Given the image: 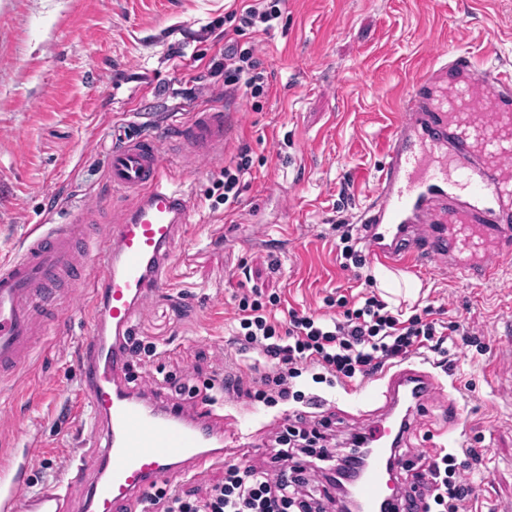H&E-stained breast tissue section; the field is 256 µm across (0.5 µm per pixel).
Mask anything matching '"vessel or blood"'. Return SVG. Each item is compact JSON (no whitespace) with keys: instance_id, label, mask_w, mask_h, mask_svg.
<instances>
[{"instance_id":"1","label":"vessel or blood","mask_w":512,"mask_h":512,"mask_svg":"<svg viewBox=\"0 0 512 512\" xmlns=\"http://www.w3.org/2000/svg\"><path fill=\"white\" fill-rule=\"evenodd\" d=\"M227 118L203 108L163 141L139 135L112 149L108 180L131 202L102 216L76 208L63 224L37 225L0 261V387L27 366L76 286L89 284L91 329L80 344L77 409L83 445L38 491L37 438L0 458V512H138L154 488L223 464L233 444L224 410L206 397H157L131 380L128 341L148 299L169 285L173 253L188 227L189 194L168 174L224 155ZM387 160L356 222L369 261L454 270L472 284L512 262V73L470 53L436 59L399 100ZM437 387L407 365L389 375L392 406L421 403ZM373 461L358 478L363 512L390 499L396 427L367 429Z\"/></svg>"}]
</instances>
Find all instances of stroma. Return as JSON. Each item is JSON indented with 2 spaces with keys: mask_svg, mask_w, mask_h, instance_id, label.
I'll use <instances>...</instances> for the list:
<instances>
[{
  "mask_svg": "<svg viewBox=\"0 0 512 512\" xmlns=\"http://www.w3.org/2000/svg\"><path fill=\"white\" fill-rule=\"evenodd\" d=\"M237 0H0V257L13 254L37 224H59L70 208L128 205L112 195L106 170L113 145L128 133L163 134L209 104L229 111L233 133L222 161L203 164L174 187L194 202L176 248L174 280L136 319V335L168 351L167 370L205 392L225 362L248 365L257 350L228 339L238 297L258 288L287 305L324 312L326 295L366 291L365 277L342 270L333 225L353 223L369 203L386 161L391 101L442 52L469 50L512 71V0H288L266 35L243 36L269 80L267 96L226 94L209 60L223 50L224 17ZM193 91L185 100L182 89ZM252 170L236 202L215 195L240 144ZM277 256L270 272L266 260ZM421 290L400 301L403 316L432 305L442 321L463 324L470 345L452 352L455 368L412 410L402 477L423 471L419 448L475 449L482 465L468 473L482 512H512V264L499 279L473 285L452 274L410 268ZM89 291L77 288L63 316L37 348L6 399H0V456L38 436L42 460L30 489L52 480L79 447L80 423L69 406L78 393L79 343L90 328ZM306 396L331 402L337 448L364 431L386 405L383 394L357 402L341 387L296 381ZM241 418L246 461L265 465L271 436L297 408L225 399Z\"/></svg>",
  "mask_w": 512,
  "mask_h": 512,
  "instance_id": "stroma-1",
  "label": "stroma"
}]
</instances>
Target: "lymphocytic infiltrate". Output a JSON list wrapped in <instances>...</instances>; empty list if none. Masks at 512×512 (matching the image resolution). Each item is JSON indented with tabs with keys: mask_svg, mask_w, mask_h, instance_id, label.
Listing matches in <instances>:
<instances>
[{
	"mask_svg": "<svg viewBox=\"0 0 512 512\" xmlns=\"http://www.w3.org/2000/svg\"><path fill=\"white\" fill-rule=\"evenodd\" d=\"M284 4L285 0H241L240 8L228 14L232 28L224 38V55L212 58L209 69L223 73L229 90L242 85L251 97L267 94V78L253 48L242 47L238 38L269 33L281 18ZM280 304L278 294L265 297L257 290L240 299L231 341L258 347L270 366L257 378L239 368L222 376L217 386L220 395L273 406L293 397L295 381L303 373H311L318 383L354 385L421 349L437 354V366L449 371L453 364L447 359V342L465 333L461 325H444L430 306L400 319L373 294L361 300L329 295L324 304L331 308V315L292 308L284 322L276 317ZM324 440L317 426L296 416L294 426L277 436L270 466L225 461L223 480L204 493L161 487L147 495V512H332L340 505L338 498L330 494L325 502L315 504L302 489L319 474L328 485H335L338 464L356 460L366 437L353 435L352 447L343 457ZM476 457L471 448L457 456L438 454L426 473L416 475L401 508L404 512H473L477 490L460 472Z\"/></svg>",
	"mask_w": 512,
	"mask_h": 512,
	"instance_id": "1",
	"label": "lymphocytic infiltrate"
}]
</instances>
